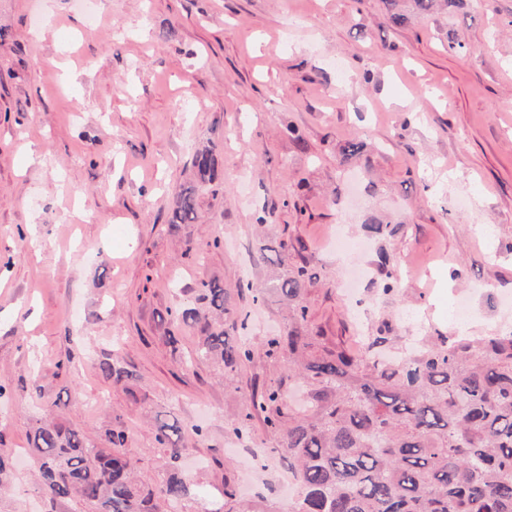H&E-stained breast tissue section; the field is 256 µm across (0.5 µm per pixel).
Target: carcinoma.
I'll return each mask as SVG.
<instances>
[{
	"label": "carcinoma",
	"instance_id": "cac0c4a2",
	"mask_svg": "<svg viewBox=\"0 0 512 512\" xmlns=\"http://www.w3.org/2000/svg\"><path fill=\"white\" fill-rule=\"evenodd\" d=\"M201 181L212 179L211 152L193 157ZM197 218L195 191L183 189L174 224ZM264 261L283 272L275 290L288 302V329L264 337L267 358L288 359V380L307 397L290 409L282 385L253 387L233 433L248 436L259 418L280 436L271 453L300 487L289 512H512V332L492 336H419L403 355L377 336L356 355L319 349L307 336L306 269L285 268L288 241L260 246ZM215 317L187 308L180 317L200 325L198 360L224 366L234 376L253 361L247 340L227 336L247 329L216 282H201ZM157 447L165 468L157 485L137 478L120 425L105 429L100 443L55 421L29 434L38 482L50 502L79 500L92 512H193L197 489L184 470L182 432L156 412ZM224 512H252L224 477Z\"/></svg>",
	"mask_w": 512,
	"mask_h": 512
}]
</instances>
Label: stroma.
<instances>
[{"mask_svg":"<svg viewBox=\"0 0 512 512\" xmlns=\"http://www.w3.org/2000/svg\"><path fill=\"white\" fill-rule=\"evenodd\" d=\"M509 101L512 0H0V449L15 462L0 512H87L46 510L34 483L28 435L48 413L93 439L122 424L156 484L152 409L205 430L182 440L208 494L197 512H220L225 469L249 457L256 493L286 512L296 483L271 454L279 436L259 419L249 439L232 432L253 382L276 383L284 365L258 350L230 381L187 366L198 331L175 313L208 311L205 281L264 285L257 243L273 236L314 276L317 346L358 352L384 325L395 348L422 329H512ZM202 149L217 176L198 188L195 223H172ZM339 234L369 243L357 309ZM405 267L419 277L382 292ZM235 303L252 343L288 322L275 296ZM107 362L135 381L115 383Z\"/></svg>","mask_w":512,"mask_h":512,"instance_id":"stroma-1","label":"stroma"}]
</instances>
